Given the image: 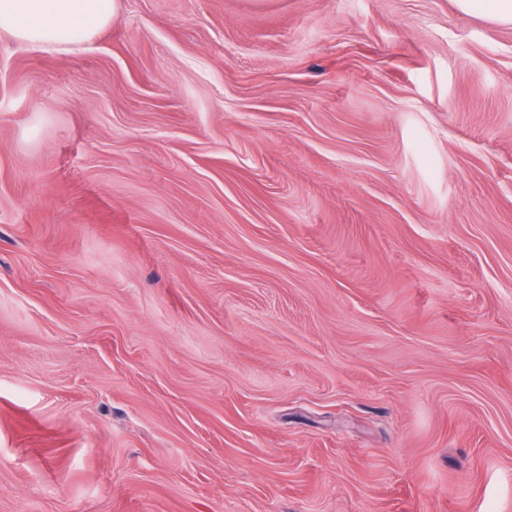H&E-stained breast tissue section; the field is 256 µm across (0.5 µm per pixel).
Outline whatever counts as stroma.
<instances>
[{"label":"stroma","instance_id":"1","mask_svg":"<svg viewBox=\"0 0 512 512\" xmlns=\"http://www.w3.org/2000/svg\"><path fill=\"white\" fill-rule=\"evenodd\" d=\"M0 512H512V23L0 34Z\"/></svg>","mask_w":512,"mask_h":512}]
</instances>
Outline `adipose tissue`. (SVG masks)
Returning <instances> with one entry per match:
<instances>
[{"mask_svg": "<svg viewBox=\"0 0 512 512\" xmlns=\"http://www.w3.org/2000/svg\"><path fill=\"white\" fill-rule=\"evenodd\" d=\"M120 0H0V33L52 53L82 50L108 27Z\"/></svg>", "mask_w": 512, "mask_h": 512, "instance_id": "obj_1", "label": "adipose tissue"}]
</instances>
